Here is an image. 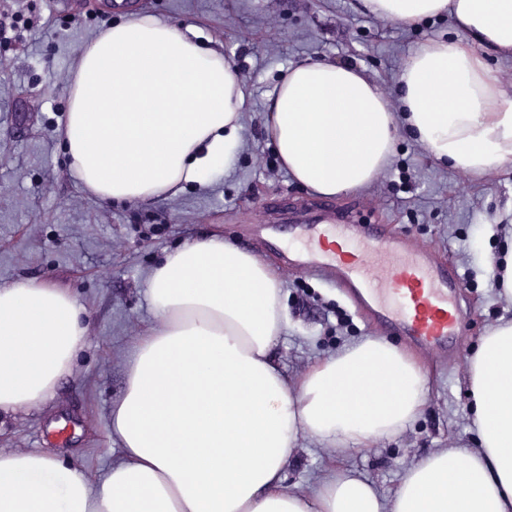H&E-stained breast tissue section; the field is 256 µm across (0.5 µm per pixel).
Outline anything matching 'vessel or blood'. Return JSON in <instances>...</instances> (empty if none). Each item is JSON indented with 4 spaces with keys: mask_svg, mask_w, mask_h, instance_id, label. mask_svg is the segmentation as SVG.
Instances as JSON below:
<instances>
[{
    "mask_svg": "<svg viewBox=\"0 0 512 512\" xmlns=\"http://www.w3.org/2000/svg\"><path fill=\"white\" fill-rule=\"evenodd\" d=\"M303 256L335 272L356 299L374 305L380 322L403 328L427 352H444L457 335L460 312L445 275L422 252H406L401 241L328 220L308 227Z\"/></svg>",
    "mask_w": 512,
    "mask_h": 512,
    "instance_id": "b4317fda",
    "label": "vessel or blood"
}]
</instances>
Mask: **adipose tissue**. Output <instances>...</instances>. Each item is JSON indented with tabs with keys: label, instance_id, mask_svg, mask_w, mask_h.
<instances>
[{
	"label": "adipose tissue",
	"instance_id": "obj_1",
	"mask_svg": "<svg viewBox=\"0 0 512 512\" xmlns=\"http://www.w3.org/2000/svg\"><path fill=\"white\" fill-rule=\"evenodd\" d=\"M412 24L453 14L461 37L425 43L398 77L400 108L337 61L288 68L267 102L270 144L292 178L336 197L366 187L407 131L431 157L475 176L512 162V94L486 55L512 58V0H364ZM247 92L224 54L154 14H133L78 54L64 122L82 187L120 203L176 195L237 145ZM164 321L133 351L110 424L122 454L99 483L37 452L0 451V512H512V322L469 360L476 447L411 466L391 498L329 465L313 492L284 489L302 437L359 448L418 414V363L365 340L313 364L295 386L273 363L282 284L268 264L210 236L147 277ZM68 292L0 288V414L34 406L82 347ZM369 380L376 394L358 398Z\"/></svg>",
	"mask_w": 512,
	"mask_h": 512
}]
</instances>
